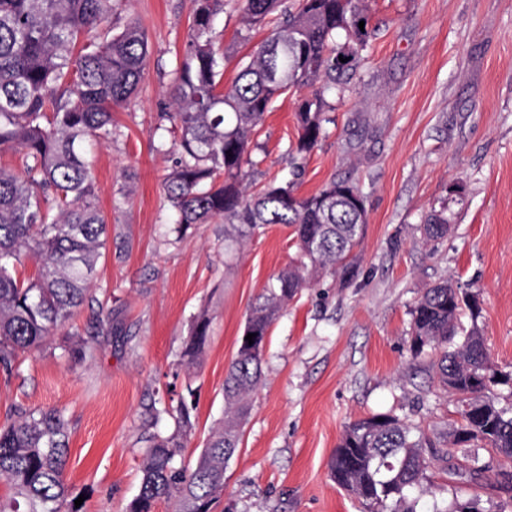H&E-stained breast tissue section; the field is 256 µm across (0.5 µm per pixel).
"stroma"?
<instances>
[{
	"instance_id": "obj_1",
	"label": "stroma",
	"mask_w": 512,
	"mask_h": 512,
	"mask_svg": "<svg viewBox=\"0 0 512 512\" xmlns=\"http://www.w3.org/2000/svg\"><path fill=\"white\" fill-rule=\"evenodd\" d=\"M377 32L344 97L329 96L333 124L295 162L298 92L278 98L259 127L246 172L254 187L293 181L309 196L333 179L358 183L367 209L350 283L321 271L270 327L261 385L213 512H360L330 477L350 422L390 412L419 424L439 454L433 496H478L484 512H512L497 476L449 472L440 453L457 420L431 351L411 349V311L423 290L450 279L477 296L492 359L512 369V0H363ZM103 35L126 21L145 29L150 56L136 97L114 108L117 133L93 163L111 238L93 279V304L40 349L0 373V423L14 410L57 408L69 421L65 480L82 512H124L139 492L148 409L156 392L193 389L195 428L182 459L195 465L224 416V379L256 299L297 257L284 224L245 245L216 219L183 238L170 231L163 180L177 165L170 109L173 71L192 0H114ZM281 21L245 30L239 0L216 24L224 82ZM451 228L424 240L433 208ZM112 325L96 330L99 307ZM209 337L196 365H181L199 315Z\"/></svg>"
}]
</instances>
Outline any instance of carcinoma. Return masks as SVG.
<instances>
[{
  "mask_svg": "<svg viewBox=\"0 0 512 512\" xmlns=\"http://www.w3.org/2000/svg\"><path fill=\"white\" fill-rule=\"evenodd\" d=\"M283 21L261 42L234 84L224 89V53L215 47V23L224 0H193L192 19L175 70L174 111L162 114L178 133L181 161L163 189L174 231L224 219V238L249 241L267 224L293 228L299 258L278 276V288L255 303L244 330L260 338L238 348L224 379V418L212 428L194 467L181 459L191 417L193 390L177 403L159 398L151 425L174 421L167 436L145 437L139 493L126 512H155L177 501V512H212L224 488V454H235L248 400L262 377L263 350L279 311L305 287L313 271L328 270L346 283L357 272L353 250L367 223L364 196L347 179H333L317 193L299 196L291 182L253 191L244 165L256 128L273 101L288 89H308L297 108V155L309 153L333 122L326 94L343 92L372 37L361 0H242L247 29L276 10ZM112 0H0V151L20 154L22 170L0 166V370L11 374L19 355L41 347L93 301L92 273L108 244V223L98 206L92 176L97 142L113 134L112 108L128 103L148 62L142 26L127 21L103 38ZM364 21V28L359 22ZM347 58L343 63L339 57ZM448 206L423 224L426 239L448 235ZM37 259L35 274L22 279L18 266ZM478 309L476 296L446 280L426 289L412 310L411 349L437 354L438 382L457 397L458 420L448 468L460 458L471 477L512 473L490 448L512 461V404L503 407L493 388L512 389V371L492 360L481 330L458 335L463 310ZM198 318L183 353L193 363L208 338ZM432 444L419 426L389 415L350 423L330 461L331 479L363 512H460L480 508L477 497L422 501ZM69 462L68 421L55 408L17 411L0 425V479L10 494L0 512H80L70 499L64 472Z\"/></svg>",
  "mask_w": 512,
  "mask_h": 512,
  "instance_id": "obj_1",
  "label": "carcinoma"
}]
</instances>
